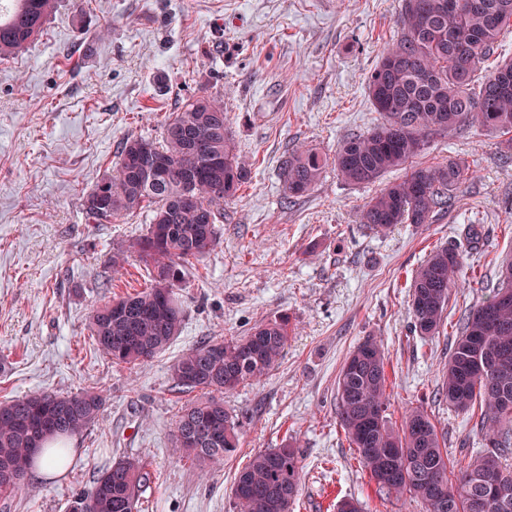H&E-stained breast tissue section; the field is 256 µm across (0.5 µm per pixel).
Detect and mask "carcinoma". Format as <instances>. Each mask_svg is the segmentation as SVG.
<instances>
[{
    "mask_svg": "<svg viewBox=\"0 0 512 512\" xmlns=\"http://www.w3.org/2000/svg\"><path fill=\"white\" fill-rule=\"evenodd\" d=\"M0 7V58L24 50L43 30L58 0H7ZM463 12L448 0H403L401 34L387 46L367 80L368 95L383 121L343 139L334 156L341 179L369 184L392 169H405L362 208L360 223L379 231L396 224H429L448 206L463 179L454 160L406 168L429 139L462 127H480L503 137L512 154V59L495 68L472 92L475 72L512 28V0H475ZM325 160L311 149H295L283 162L284 191L298 197L319 181ZM249 170L237 154L224 101L194 95L164 123L161 137L129 136L115 172L85 197L87 219H111L151 211L147 233L132 249L148 267L149 285L109 301L90 317L97 349L117 365H138L164 351L185 317L177 293L183 268L220 241L224 201L235 196ZM512 256L503 260L499 287L462 319L456 343L442 371L440 395L461 413L480 407L481 430L493 448L512 446ZM462 269L454 248H438L416 272L410 304L414 330L429 338L440 332ZM509 298H503L504 294ZM286 315L255 324L230 341L204 340L172 364L176 385L200 389L206 397L182 408L175 424L176 452L201 466L224 460L239 447L241 423L224 406L222 393L262 378L288 344ZM499 358L480 377L469 374L475 359ZM337 416L359 463L379 488L421 499L427 512H512V468L496 454L475 456L455 468L444 438L429 416L412 410L401 429L388 425L386 357L383 345L366 338L346 357L336 378ZM105 398L98 392L36 391L0 401V495L18 493L44 449L59 468L67 467V441L99 420ZM399 463L395 479L384 476ZM301 454L284 442L254 454L232 487L235 512H289L299 493ZM148 473L138 457H122L88 490L75 493L68 512H137ZM441 485L444 503L431 500L429 485Z\"/></svg>",
    "mask_w": 512,
    "mask_h": 512,
    "instance_id": "carcinoma-1",
    "label": "carcinoma"
}]
</instances>
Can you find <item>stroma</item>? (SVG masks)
Wrapping results in <instances>:
<instances>
[{
    "instance_id": "obj_1",
    "label": "stroma",
    "mask_w": 512,
    "mask_h": 512,
    "mask_svg": "<svg viewBox=\"0 0 512 512\" xmlns=\"http://www.w3.org/2000/svg\"><path fill=\"white\" fill-rule=\"evenodd\" d=\"M402 0H59L25 51L0 59V400L39 390L106 399L98 423L72 438L54 480L29 477L0 512H67L72 495L123 456L150 479L139 512H234V478L258 451L293 442L302 479L292 512H426L422 500L378 491L355 459L336 410V378L355 346L380 339L388 359L387 417L400 427L426 411L462 466L482 449L474 418L439 393L461 318L498 284L512 254V160L497 135L468 127L437 135L412 160L456 159L464 180L448 211L421 226L378 232L360 224L386 183H344L333 166L307 194L284 192L281 163L306 147L333 158L345 137L382 117L366 81L400 34ZM224 102L251 175L224 203L218 246L187 265L180 333L143 365L112 364L87 323L104 302L141 291L146 269L129 247L149 215L89 223L86 195L109 175L130 135L158 138L192 95ZM478 225L474 244L466 225ZM463 253L439 336L422 339L409 315L411 283L440 247ZM127 253L122 266L112 257ZM288 314L292 333L267 375L224 396L241 423L223 464L178 457L173 430L199 398L175 387L170 366L206 338L245 335Z\"/></svg>"
}]
</instances>
